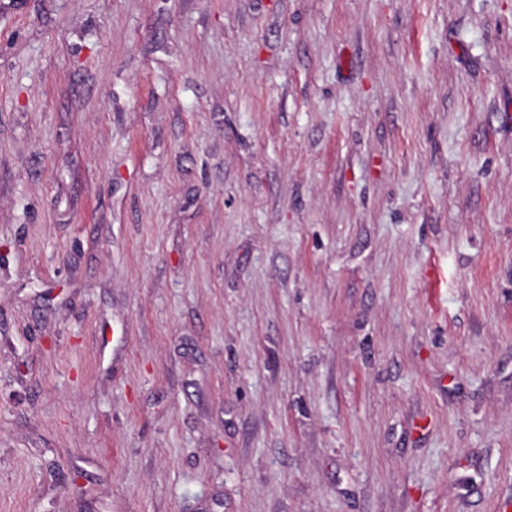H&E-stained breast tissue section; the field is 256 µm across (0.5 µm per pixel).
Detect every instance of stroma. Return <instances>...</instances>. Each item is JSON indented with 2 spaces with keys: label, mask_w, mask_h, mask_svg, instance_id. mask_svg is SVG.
<instances>
[{
  "label": "stroma",
  "mask_w": 512,
  "mask_h": 512,
  "mask_svg": "<svg viewBox=\"0 0 512 512\" xmlns=\"http://www.w3.org/2000/svg\"><path fill=\"white\" fill-rule=\"evenodd\" d=\"M0 512H512V0H0Z\"/></svg>",
  "instance_id": "obj_1"
}]
</instances>
